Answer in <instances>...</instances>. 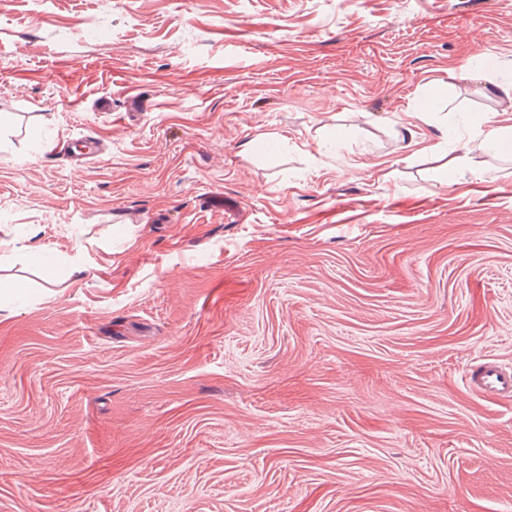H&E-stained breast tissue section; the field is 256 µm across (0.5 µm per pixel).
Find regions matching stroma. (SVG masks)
<instances>
[{
    "mask_svg": "<svg viewBox=\"0 0 512 512\" xmlns=\"http://www.w3.org/2000/svg\"><path fill=\"white\" fill-rule=\"evenodd\" d=\"M508 86L512 0H0V512H512ZM476 151L512 153V131L508 133L503 127L493 126L486 115H475L470 125L465 152L458 157L460 165L467 164L471 154ZM477 373H472L469 384L472 390L482 396L501 398L512 397V372L506 371L495 363L487 362L479 367Z\"/></svg>",
    "mask_w": 512,
    "mask_h": 512,
    "instance_id": "1",
    "label": "stroma"
}]
</instances>
